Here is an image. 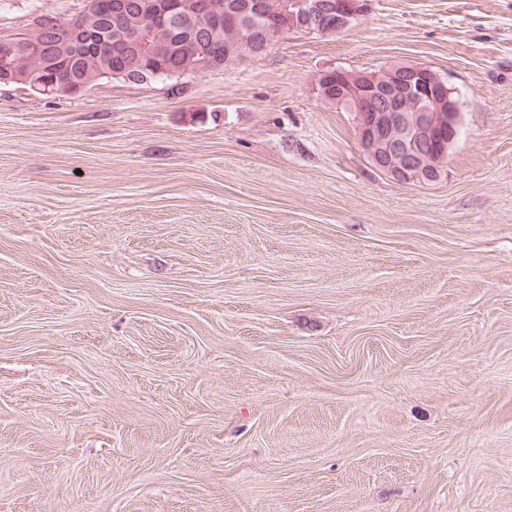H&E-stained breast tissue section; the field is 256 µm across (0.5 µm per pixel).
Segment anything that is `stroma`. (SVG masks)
Listing matches in <instances>:
<instances>
[{
	"mask_svg": "<svg viewBox=\"0 0 512 512\" xmlns=\"http://www.w3.org/2000/svg\"><path fill=\"white\" fill-rule=\"evenodd\" d=\"M87 0H0V37ZM433 67L436 182L322 71ZM0 512H512V0L72 98L0 85Z\"/></svg>",
	"mask_w": 512,
	"mask_h": 512,
	"instance_id": "obj_1",
	"label": "stroma"
}]
</instances>
